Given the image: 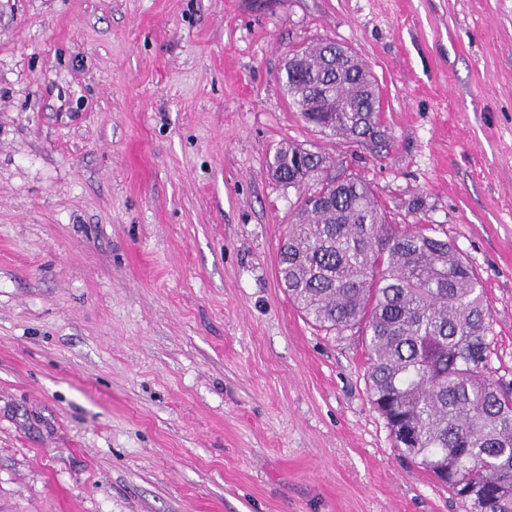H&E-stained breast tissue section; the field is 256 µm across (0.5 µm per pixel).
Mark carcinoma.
<instances>
[{"label":"carcinoma","mask_w":512,"mask_h":512,"mask_svg":"<svg viewBox=\"0 0 512 512\" xmlns=\"http://www.w3.org/2000/svg\"><path fill=\"white\" fill-rule=\"evenodd\" d=\"M329 40L293 50L282 85L301 117L329 136L379 126L369 70ZM273 177L300 191L279 251L288 298L316 327L356 331L367 384L400 454L469 512H512V392L486 375L490 314L473 268L425 226L392 223L355 173L300 145L278 149Z\"/></svg>","instance_id":"cac0c4a2"}]
</instances>
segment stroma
<instances>
[{"label":"stroma","instance_id":"35a3bbf8","mask_svg":"<svg viewBox=\"0 0 512 512\" xmlns=\"http://www.w3.org/2000/svg\"><path fill=\"white\" fill-rule=\"evenodd\" d=\"M320 39L386 147L290 105ZM290 143L455 244L512 389V0H0V512H466L279 284Z\"/></svg>","mask_w":512,"mask_h":512}]
</instances>
